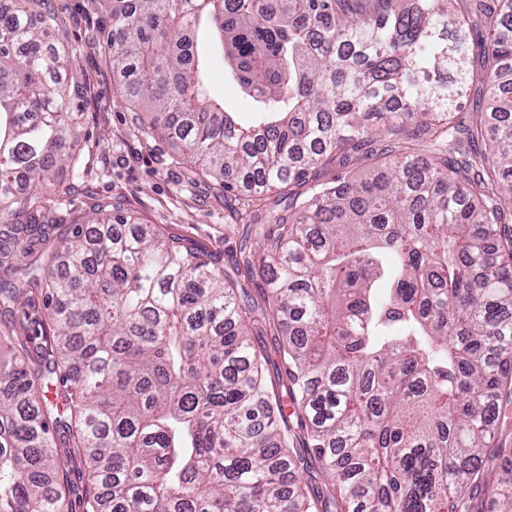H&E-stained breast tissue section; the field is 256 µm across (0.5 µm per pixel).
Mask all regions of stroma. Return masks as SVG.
Segmentation results:
<instances>
[{
    "label": "stroma",
    "mask_w": 512,
    "mask_h": 512,
    "mask_svg": "<svg viewBox=\"0 0 512 512\" xmlns=\"http://www.w3.org/2000/svg\"><path fill=\"white\" fill-rule=\"evenodd\" d=\"M70 61L69 73L86 92L74 107L81 128L79 143L83 174L73 180L60 171L44 202L66 223H81L93 215L95 204H112L137 223L159 229L172 238L189 239L216 257L227 276L243 289L250 303L264 306V283L237 269L235 253L248 230L250 209L236 201L238 217L224 205V191L207 178L188 181L187 164L169 159L162 148L137 130V107L126 102L112 71L108 46L110 0H48ZM483 27L471 34L470 94L458 114L471 124L477 106L485 102L482 80ZM211 91L224 109L248 120L256 105L224 75V60L211 61Z\"/></svg>",
    "instance_id": "stroma-1"
}]
</instances>
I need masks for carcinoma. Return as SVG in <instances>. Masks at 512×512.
I'll return each mask as SVG.
<instances>
[{
	"instance_id": "carcinoma-1",
	"label": "carcinoma",
	"mask_w": 512,
	"mask_h": 512,
	"mask_svg": "<svg viewBox=\"0 0 512 512\" xmlns=\"http://www.w3.org/2000/svg\"><path fill=\"white\" fill-rule=\"evenodd\" d=\"M453 2L112 0L139 131L260 207L237 259L268 286L257 309L216 259L119 211L66 226L46 208L38 190L79 169L84 87L48 3L0 0V316L44 308L0 357V512H473L479 490L512 512V480L488 478L512 459V0H477L491 158L453 117ZM204 24L248 126L207 93ZM403 133L431 157L312 177ZM268 327L280 392L249 339Z\"/></svg>"
}]
</instances>
